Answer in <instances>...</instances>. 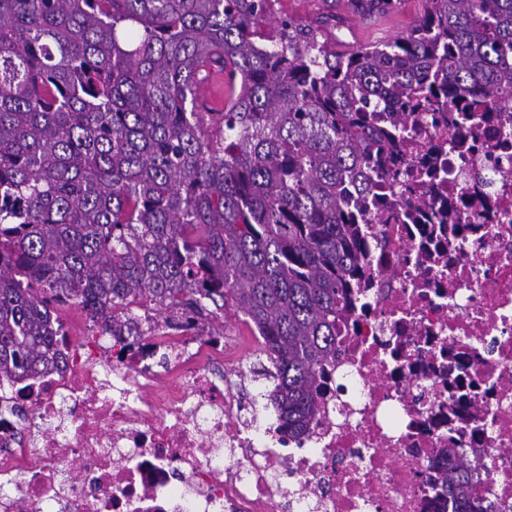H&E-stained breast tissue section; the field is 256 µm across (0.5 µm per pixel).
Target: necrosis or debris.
I'll list each match as a JSON object with an SVG mask.
<instances>
[{"mask_svg": "<svg viewBox=\"0 0 512 512\" xmlns=\"http://www.w3.org/2000/svg\"><path fill=\"white\" fill-rule=\"evenodd\" d=\"M399 134L424 203L385 222L365 196L366 272L311 420L287 433L243 397L207 324L91 321L63 371L0 380V512H452L461 461L484 512H512V112Z\"/></svg>", "mask_w": 512, "mask_h": 512, "instance_id": "necrosis-or-debris-1", "label": "necrosis or debris"}]
</instances>
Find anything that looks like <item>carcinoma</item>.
I'll return each instance as SVG.
<instances>
[{
    "label": "carcinoma",
    "mask_w": 512,
    "mask_h": 512,
    "mask_svg": "<svg viewBox=\"0 0 512 512\" xmlns=\"http://www.w3.org/2000/svg\"><path fill=\"white\" fill-rule=\"evenodd\" d=\"M271 0H0V377L62 370L56 309L112 328L127 300L265 340L269 405L317 411L366 256L355 191L420 110L512 111V0H424L407 34L341 54ZM386 12L396 0H356ZM231 85L208 118L204 67ZM449 487L471 512L465 463Z\"/></svg>",
    "instance_id": "obj_1"
}]
</instances>
